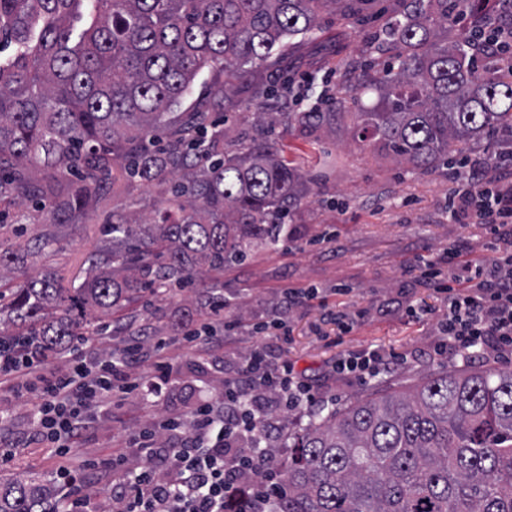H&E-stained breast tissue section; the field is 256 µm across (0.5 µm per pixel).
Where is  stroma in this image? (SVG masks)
<instances>
[{
  "label": "stroma",
  "instance_id": "obj_1",
  "mask_svg": "<svg viewBox=\"0 0 512 512\" xmlns=\"http://www.w3.org/2000/svg\"><path fill=\"white\" fill-rule=\"evenodd\" d=\"M396 7L395 0H373L361 16L323 15L316 39L290 46L287 57L260 68L258 78L269 81L287 72L304 95L302 102L290 104V111H309L319 98L335 96L376 61L377 37ZM216 116L224 121L225 152L236 151L243 140L257 134L284 145L292 156L315 151L317 160L308 166L311 192L287 215V236L225 265L224 314L239 318L241 329L211 348H173L175 366L165 397L156 402L130 396L113 404L83 435L73 451L75 458L133 455L131 437L140 427L162 417H187L199 394L219 395L225 380L235 377L261 345L274 360L291 362L297 371L316 376L332 410L372 395L411 389L430 374L466 367L461 359L436 354L446 305L417 270L421 261H442L445 251L462 241L471 249L470 260L494 255L484 225L464 214L455 221L448 215V199L458 187L452 167L410 171L360 142L348 114L337 116L329 128H303L281 120L258 127L252 109L242 104L218 110ZM467 159L488 182L512 183V141L475 143ZM171 190L168 183H135L121 194L100 199L79 224L62 228L53 254L28 259L16 283L48 269L77 268L104 237L113 207L135 201L150 209L165 204ZM311 286L323 300L302 301L283 313L287 338L251 333L250 324L273 315L282 289ZM411 305L423 308V315L409 316ZM327 307L357 316L354 329L340 333L336 324L324 319ZM127 317L133 325L147 326L152 335L171 337L183 323L209 321V293L203 280L192 278L165 300H139ZM373 350L399 356L400 365L366 380L333 372L339 353ZM31 413V401L0 399V440L15 451L14 461L0 467V480L36 472L52 485L57 460L33 443Z\"/></svg>",
  "mask_w": 512,
  "mask_h": 512
}]
</instances>
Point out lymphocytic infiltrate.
<instances>
[{"instance_id":"lymphocytic-infiltrate-1","label":"lymphocytic infiltrate","mask_w":512,"mask_h":512,"mask_svg":"<svg viewBox=\"0 0 512 512\" xmlns=\"http://www.w3.org/2000/svg\"><path fill=\"white\" fill-rule=\"evenodd\" d=\"M459 178L465 186L449 198L450 216L470 212L491 237L506 241L508 249L491 262L472 264L461 262L462 247L449 248V268L461 271L458 287L443 280L436 264L420 266L421 277L435 284L446 303L440 322L445 341L439 351L464 360L512 353V189H493L469 169ZM217 341L208 323L185 325L174 340L139 329L125 336L120 349L56 367L48 352L0 346V388L18 398L33 394L38 441L59 460L60 512H88L83 474L98 467L119 477L98 512H224L228 502L240 512H271L279 465L262 447L271 426L269 414L317 410L326 401L291 364L271 362L261 348L253 350L237 377L225 383L222 396L200 399L187 421L163 419L133 434L140 464H130L122 454L103 460L71 457L83 431L95 423L99 408L111 403L113 393L161 395L173 372L167 355L173 344ZM148 345L155 360L150 380L142 382L136 371Z\"/></svg>"}]
</instances>
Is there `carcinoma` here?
Segmentation results:
<instances>
[{
	"instance_id": "1",
	"label": "carcinoma",
	"mask_w": 512,
	"mask_h": 512,
	"mask_svg": "<svg viewBox=\"0 0 512 512\" xmlns=\"http://www.w3.org/2000/svg\"><path fill=\"white\" fill-rule=\"evenodd\" d=\"M363 2L0 0V53L11 49L0 58V208L49 226L14 241L0 212V344L63 353L92 313L118 314L145 291L160 300L196 270L220 273L275 244L310 192L297 159L263 137L226 156L211 113L174 109L205 67L224 73L217 105L244 88L264 106L274 85L256 68L314 34L322 14L352 16ZM397 2L388 61L356 76L334 111L282 119L330 125L373 91L355 113L359 135L415 172L447 164L459 144L512 138V46H490L512 29V0ZM176 174L152 220L112 222L78 286L57 273L10 285L20 253L54 250L51 226L126 183ZM279 481L274 512H512V372H445L312 418L288 432ZM0 512H50L42 478L7 483Z\"/></svg>"
}]
</instances>
